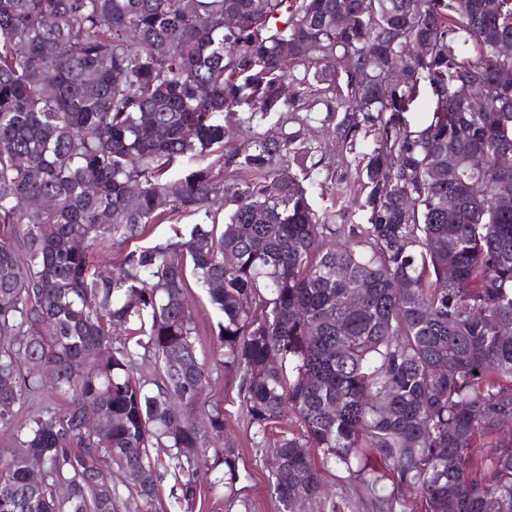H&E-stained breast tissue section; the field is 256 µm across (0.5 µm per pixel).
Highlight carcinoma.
Masks as SVG:
<instances>
[{
	"mask_svg": "<svg viewBox=\"0 0 512 512\" xmlns=\"http://www.w3.org/2000/svg\"><path fill=\"white\" fill-rule=\"evenodd\" d=\"M482 2L0 0V512H152L166 479L194 512L250 478L205 397L193 285L280 512L321 502L331 464L378 512H512V0ZM319 105L363 224L309 201ZM232 111L277 130L227 149ZM183 214L96 269L101 242ZM46 385L66 405L21 418Z\"/></svg>",
	"mask_w": 512,
	"mask_h": 512,
	"instance_id": "carcinoma-1",
	"label": "carcinoma"
}]
</instances>
